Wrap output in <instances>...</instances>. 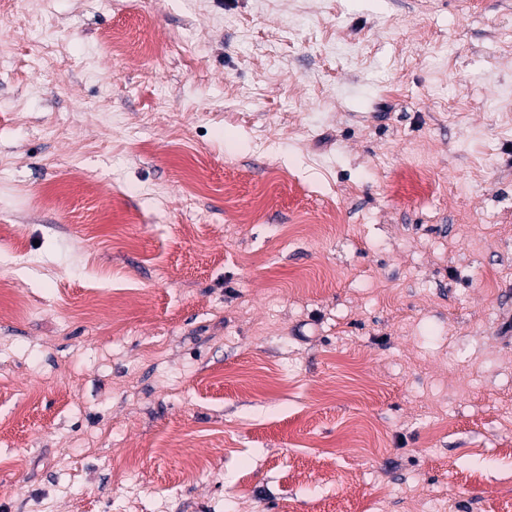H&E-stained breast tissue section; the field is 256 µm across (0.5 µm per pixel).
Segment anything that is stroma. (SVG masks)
<instances>
[{"label": "stroma", "mask_w": 512, "mask_h": 512, "mask_svg": "<svg viewBox=\"0 0 512 512\" xmlns=\"http://www.w3.org/2000/svg\"><path fill=\"white\" fill-rule=\"evenodd\" d=\"M2 256L0 512H512V0H0Z\"/></svg>", "instance_id": "1"}]
</instances>
